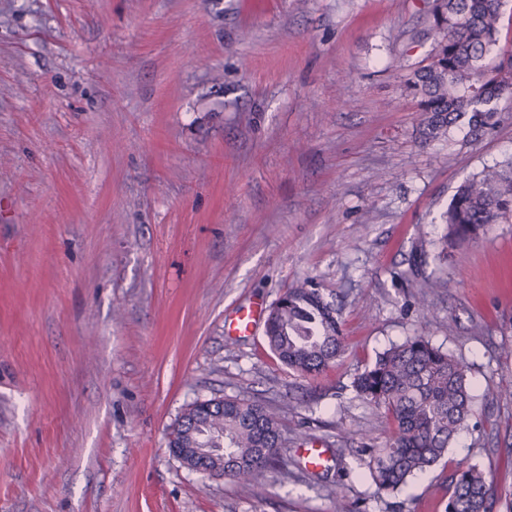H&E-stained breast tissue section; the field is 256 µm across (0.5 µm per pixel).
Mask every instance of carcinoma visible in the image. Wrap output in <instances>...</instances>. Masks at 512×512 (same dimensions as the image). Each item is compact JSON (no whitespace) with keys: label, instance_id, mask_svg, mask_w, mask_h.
Here are the masks:
<instances>
[{"label":"carcinoma","instance_id":"carcinoma-1","mask_svg":"<svg viewBox=\"0 0 512 512\" xmlns=\"http://www.w3.org/2000/svg\"><path fill=\"white\" fill-rule=\"evenodd\" d=\"M502 0H437L434 28L441 33L431 63L406 78L426 116L423 134L438 139L463 114L492 118L498 103L512 95V50L502 49L494 66L484 64L497 44ZM512 217V162L468 180L446 212L443 244L463 243ZM335 302L304 281L289 289L269 313L265 337L275 357L293 373L314 377L343 352ZM468 366L432 344L407 338L377 354L356 375L358 397L382 409L391 421L385 440L353 429L340 430L344 442L359 441L356 456L379 494L390 495L425 473L448 452L472 414ZM287 442L278 413L240 398H210L189 404L168 440L183 462L190 448H216L210 458L242 488L258 487V477L274 468ZM446 512H490L486 474L472 465L453 475Z\"/></svg>","mask_w":512,"mask_h":512}]
</instances>
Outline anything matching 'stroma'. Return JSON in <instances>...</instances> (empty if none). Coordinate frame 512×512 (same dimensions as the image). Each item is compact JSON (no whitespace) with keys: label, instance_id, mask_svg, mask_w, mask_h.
<instances>
[{"label":"stroma","instance_id":"obj_1","mask_svg":"<svg viewBox=\"0 0 512 512\" xmlns=\"http://www.w3.org/2000/svg\"><path fill=\"white\" fill-rule=\"evenodd\" d=\"M433 0H0V512H444L458 469L512 492V221L441 248L460 185L512 161V110L441 139L403 73ZM340 306L345 352L293 375L224 324L298 282ZM431 306L421 315V302ZM425 334L463 360L473 415L378 495L339 430L383 437L352 381ZM275 408L259 492L189 471L197 400ZM328 459L306 470L298 436Z\"/></svg>","mask_w":512,"mask_h":512}]
</instances>
